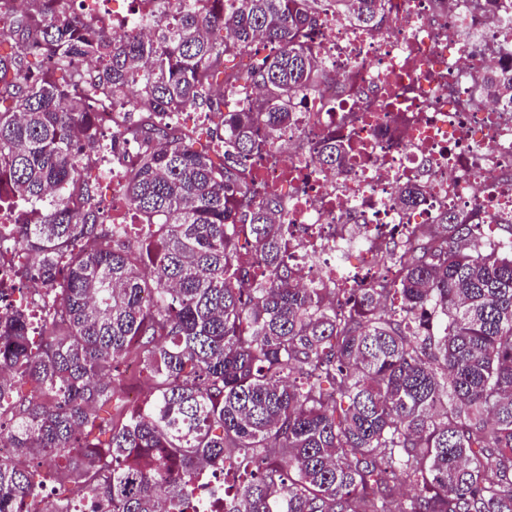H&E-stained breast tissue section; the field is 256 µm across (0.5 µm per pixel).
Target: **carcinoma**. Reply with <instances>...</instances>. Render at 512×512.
<instances>
[{
    "instance_id": "carcinoma-1",
    "label": "carcinoma",
    "mask_w": 512,
    "mask_h": 512,
    "mask_svg": "<svg viewBox=\"0 0 512 512\" xmlns=\"http://www.w3.org/2000/svg\"><path fill=\"white\" fill-rule=\"evenodd\" d=\"M16 2L0 0V207L25 214L0 247L32 262L0 286L33 277L45 300L36 350L25 314L0 312V374L32 387L0 377L16 456L0 512H41L54 484L46 512H199L207 467L224 512H512V223L482 245L474 215L446 210L392 241L395 279L304 287L283 201L254 190L255 160L327 78L325 9L370 28L386 0H188L139 39L93 29L74 0ZM479 89L512 100L511 77ZM200 107L222 115L213 148L176 127ZM96 141L146 228L136 247L85 179ZM353 151L348 133L316 157L335 169ZM423 198L420 182L397 192L403 209ZM132 354L137 406L120 396Z\"/></svg>"
}]
</instances>
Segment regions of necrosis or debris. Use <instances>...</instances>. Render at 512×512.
I'll return each instance as SVG.
<instances>
[{
	"mask_svg": "<svg viewBox=\"0 0 512 512\" xmlns=\"http://www.w3.org/2000/svg\"><path fill=\"white\" fill-rule=\"evenodd\" d=\"M176 6L141 0L135 17L108 8L94 11L93 23L142 37L149 21ZM460 26L467 37L449 40ZM316 40L328 80L300 96L294 125L277 132L287 157L255 166L258 194L276 193L288 205L300 284L333 283L346 269L394 278L383 261L392 225L428 224L445 209L512 223V103H470L485 72L512 73V0H448L440 9L432 0H388L378 26L330 15ZM387 95L394 106L384 112ZM347 118L356 155L335 170L319 167L315 143L344 134ZM413 181L424 183L426 195L413 210H399L396 192Z\"/></svg>",
	"mask_w": 512,
	"mask_h": 512,
	"instance_id": "1",
	"label": "necrosis or debris"
}]
</instances>
